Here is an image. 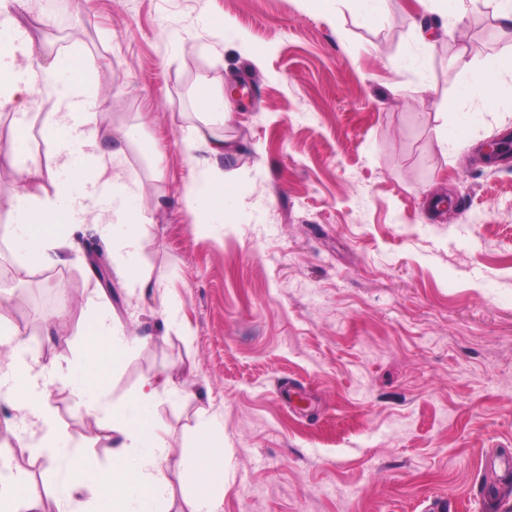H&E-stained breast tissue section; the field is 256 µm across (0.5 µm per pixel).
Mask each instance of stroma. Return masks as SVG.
I'll return each instance as SVG.
<instances>
[{
	"instance_id": "1",
	"label": "stroma",
	"mask_w": 512,
	"mask_h": 512,
	"mask_svg": "<svg viewBox=\"0 0 512 512\" xmlns=\"http://www.w3.org/2000/svg\"><path fill=\"white\" fill-rule=\"evenodd\" d=\"M421 22H439L428 0H386L373 21L343 0H87L67 18L60 51L94 61L102 135L141 128L122 163L149 225L134 263L176 317L130 292L91 230L62 263L29 267L73 294L64 321L46 320L52 289L0 290L49 359H76L95 296L145 336L105 398L172 372L153 422L177 454L202 415L222 422L221 512H423L431 496L445 512H512V471L495 462L512 455V161L471 163L512 130V97L459 96L473 69L512 56V17L472 0L429 50ZM242 79L249 95H231ZM203 82L234 114L214 132L245 146L222 164L220 224L184 199ZM454 100L473 114L455 145L440 136ZM49 403L63 443L107 463L68 391Z\"/></svg>"
}]
</instances>
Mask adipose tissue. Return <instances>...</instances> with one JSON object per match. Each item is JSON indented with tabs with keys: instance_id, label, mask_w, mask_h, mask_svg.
Masks as SVG:
<instances>
[{
	"instance_id": "adipose-tissue-1",
	"label": "adipose tissue",
	"mask_w": 512,
	"mask_h": 512,
	"mask_svg": "<svg viewBox=\"0 0 512 512\" xmlns=\"http://www.w3.org/2000/svg\"><path fill=\"white\" fill-rule=\"evenodd\" d=\"M30 0H0V109L25 116L33 110L35 92L55 100L47 113L43 133L53 147V164L40 169L21 163L24 124L0 145V154L16 163L20 186L5 201L8 216L0 225V244L14 249L23 243L31 261L52 263L67 246L68 226L89 224L108 235L101 199L116 203L118 224L130 231L112 243L122 274L139 295L153 292L154 285L133 263L148 229L140 220L137 175L106 178L109 163L121 162L126 147L137 141L131 128L116 131V146L104 149L98 121L92 110L96 89L92 81L94 62L85 58L69 81H62L70 63L62 54L38 49L20 23L16 12L27 9ZM195 142L204 147L192 156L195 175L185 192L186 202H206L215 212L224 208V176L218 170L221 157L237 153L230 139L211 134L209 127L196 128ZM47 179L53 191H37L38 179ZM87 184L85 196L72 193L74 184ZM141 337L127 334L109 314L95 315L83 333L77 361L45 359L39 345L15 328L10 312L0 310V400L11 401L22 419L32 426L30 437H18L17 451L42 457L60 471L49 492L58 512H169L171 496L167 476L170 448L156 432L149 409L161 395L174 393V378L165 372L145 381L132 401L116 406L103 399L88 400L93 390H103L111 366L116 365ZM68 390L77 410L100 423L110 443V461L100 465L82 452L61 444L55 420L47 408L54 388ZM211 434H202L196 448L185 451L179 465L189 476L203 477L208 488L196 495L192 512H219L224 473L214 465L219 449Z\"/></svg>"
}]
</instances>
